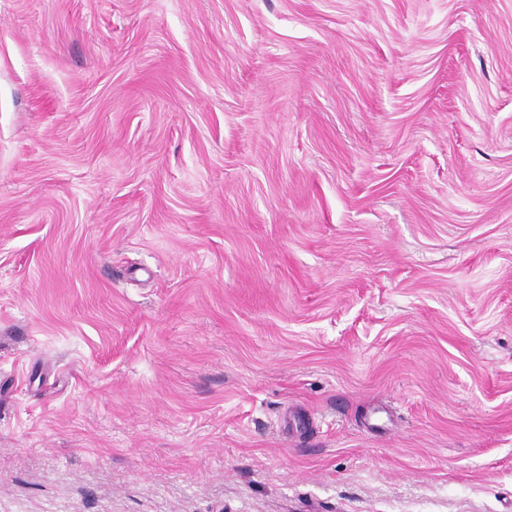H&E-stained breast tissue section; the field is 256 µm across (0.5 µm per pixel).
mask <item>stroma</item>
<instances>
[{
	"label": "stroma",
	"instance_id": "1",
	"mask_svg": "<svg viewBox=\"0 0 512 512\" xmlns=\"http://www.w3.org/2000/svg\"><path fill=\"white\" fill-rule=\"evenodd\" d=\"M0 512H512V0H0Z\"/></svg>",
	"mask_w": 512,
	"mask_h": 512
}]
</instances>
